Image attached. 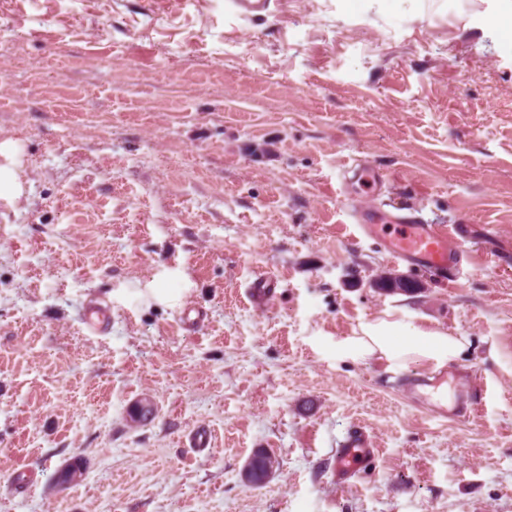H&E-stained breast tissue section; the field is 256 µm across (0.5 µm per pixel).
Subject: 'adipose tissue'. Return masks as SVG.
I'll use <instances>...</instances> for the list:
<instances>
[{
	"instance_id": "obj_1",
	"label": "adipose tissue",
	"mask_w": 512,
	"mask_h": 512,
	"mask_svg": "<svg viewBox=\"0 0 512 512\" xmlns=\"http://www.w3.org/2000/svg\"><path fill=\"white\" fill-rule=\"evenodd\" d=\"M29 181L25 175L24 147L11 137H0V202L19 203L26 194ZM176 287H169V280ZM193 286L184 271L166 269L142 284L138 295L146 305L168 308L179 305ZM340 360L381 359L398 368L411 362H424L434 368L460 360L467 345L462 337L414 324L406 308L397 307L363 323L354 335L333 341Z\"/></svg>"
}]
</instances>
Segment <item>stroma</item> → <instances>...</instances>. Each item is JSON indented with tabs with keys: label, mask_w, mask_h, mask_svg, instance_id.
Here are the masks:
<instances>
[{
	"label": "stroma",
	"mask_w": 512,
	"mask_h": 512,
	"mask_svg": "<svg viewBox=\"0 0 512 512\" xmlns=\"http://www.w3.org/2000/svg\"><path fill=\"white\" fill-rule=\"evenodd\" d=\"M0 0V136L30 189L0 205V512H512V33L496 0ZM359 158L478 249L455 287L359 240ZM182 267L181 306L138 282ZM417 281L413 294L375 288ZM275 283L266 306L247 288ZM105 298L112 327L83 323ZM465 337L490 398L441 421L425 363L325 341L398 306ZM203 311L182 328L183 309ZM151 420L132 423L142 400ZM379 453L344 486L336 444ZM213 446L188 445L196 427ZM279 467L244 483L251 453ZM80 460L65 490L54 474ZM30 469L27 493L12 489Z\"/></svg>",
	"instance_id": "stroma-1"
}]
</instances>
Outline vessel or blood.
Segmentation results:
<instances>
[{"mask_svg":"<svg viewBox=\"0 0 512 512\" xmlns=\"http://www.w3.org/2000/svg\"><path fill=\"white\" fill-rule=\"evenodd\" d=\"M340 175L342 192L347 196L360 189L376 197L382 196L391 181L388 173L359 160L346 164ZM349 215L359 233L383 241L394 260L407 262L442 284L458 281L472 263L462 225L424 223L418 212L406 205L353 209ZM111 320L110 307L94 304L88 306L84 324L89 332L102 335L108 331ZM451 377L445 371L432 377L414 374L406 392L416 400L426 398ZM452 378L456 380L454 403L449 407L435 405L433 417L448 419L471 413L486 397L488 382L481 373L459 374ZM376 454L369 433L359 427L348 429L338 441L335 452L333 476L337 483L347 482Z\"/></svg>","mask_w":512,"mask_h":512,"instance_id":"vessel-or-blood-1","label":"vessel or blood"}]
</instances>
